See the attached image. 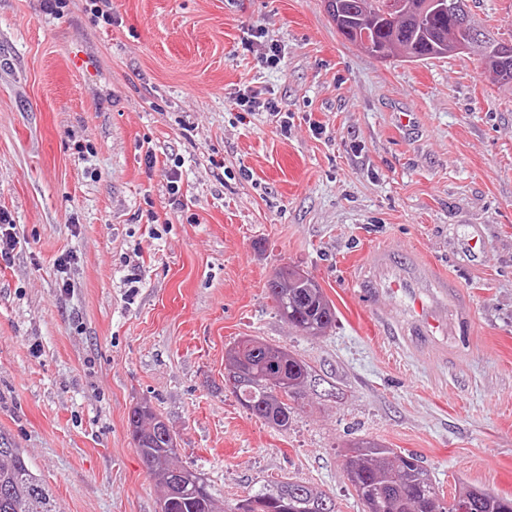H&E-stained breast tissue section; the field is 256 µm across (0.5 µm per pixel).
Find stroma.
<instances>
[{
  "mask_svg": "<svg viewBox=\"0 0 512 512\" xmlns=\"http://www.w3.org/2000/svg\"><path fill=\"white\" fill-rule=\"evenodd\" d=\"M469 5L512 38V0ZM90 8L0 0V211L16 240L0 260V433L60 512H158L127 423L143 402L224 508L290 479L361 512L346 471L361 439L416 454L445 497L512 496V90L472 50L380 61L322 0H112L108 24ZM257 29L278 66L244 49ZM244 89L274 99L288 133L241 110ZM377 247L433 264L470 306L444 354L407 348L399 310L377 320L349 288ZM285 265L334 304L323 335L277 312L267 284ZM245 336L335 395L306 396L285 430L250 415L224 383Z\"/></svg>",
  "mask_w": 512,
  "mask_h": 512,
  "instance_id": "stroma-1",
  "label": "stroma"
}]
</instances>
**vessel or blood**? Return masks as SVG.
Returning a JSON list of instances; mask_svg holds the SVG:
<instances>
[{
    "label": "vessel or blood",
    "instance_id": "1",
    "mask_svg": "<svg viewBox=\"0 0 512 512\" xmlns=\"http://www.w3.org/2000/svg\"><path fill=\"white\" fill-rule=\"evenodd\" d=\"M356 288L379 316L384 313L382 299L394 297L406 326L407 344L414 349L438 352L441 341L470 320L469 311L462 307L457 323H449L448 307L455 297L447 284L437 282L430 268L397 260L386 251L365 255Z\"/></svg>",
    "mask_w": 512,
    "mask_h": 512
}]
</instances>
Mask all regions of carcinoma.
<instances>
[{"label": "carcinoma", "mask_w": 512, "mask_h": 512, "mask_svg": "<svg viewBox=\"0 0 512 512\" xmlns=\"http://www.w3.org/2000/svg\"><path fill=\"white\" fill-rule=\"evenodd\" d=\"M346 15L345 40L363 14L373 17L365 48L371 55L390 54L400 46L407 52L399 61L414 63L436 57L429 49L435 38L463 42L482 52L484 72L493 84H512V56L494 60V49L503 43L471 13L467 0L456 12L431 7L424 16L384 14L385 0H342ZM268 294L282 318L297 332L319 336L336 321L334 304L324 295L313 277L306 275L284 281L276 272L268 282ZM246 360V370L232 387L236 401L251 415L285 430L294 413L292 402L308 390L329 396L334 385L315 377L313 368L287 349L245 336L227 352L232 370ZM128 428L138 440L142 462L152 461L153 475H162L161 500L171 504L168 512H219L211 485L195 470L178 465L176 435L162 424V416L151 407L134 406ZM347 471L352 489L363 512H456V503L467 512H512V497L463 486L450 500L433 482L419 458L394 448L371 442L351 447ZM0 512H59L48 486L36 473L26 450L0 433ZM228 512H341L336 500L310 486L290 480L271 481L239 500Z\"/></svg>", "instance_id": "obj_1"}]
</instances>
